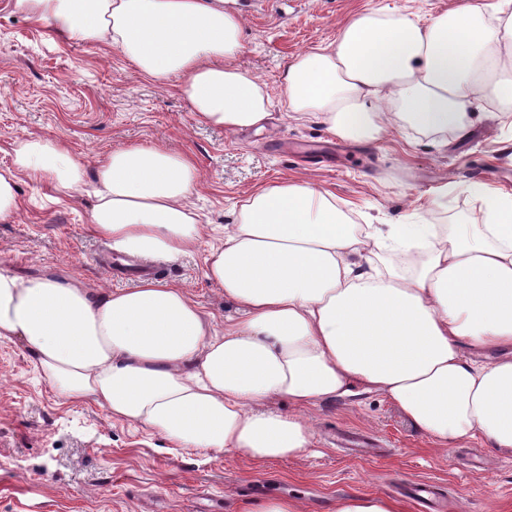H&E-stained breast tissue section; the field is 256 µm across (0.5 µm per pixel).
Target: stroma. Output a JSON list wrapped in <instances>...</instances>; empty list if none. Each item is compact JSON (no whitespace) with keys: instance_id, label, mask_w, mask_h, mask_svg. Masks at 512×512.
I'll use <instances>...</instances> for the list:
<instances>
[{"instance_id":"stroma-1","label":"stroma","mask_w":512,"mask_h":512,"mask_svg":"<svg viewBox=\"0 0 512 512\" xmlns=\"http://www.w3.org/2000/svg\"><path fill=\"white\" fill-rule=\"evenodd\" d=\"M236 65L257 75L273 101L264 129L230 132L200 122L180 90L159 85L121 56L64 43L12 0H0V169L14 143L58 138L89 163L109 150L163 144L187 153L199 181L189 202L200 241L176 262H158L160 280L185 287L223 328L234 307L205 275L209 243L235 224L239 203L258 188L302 179L329 190L356 224L385 234L392 224H473L487 190L512 193V103L490 111L465 137L422 134L399 121L381 138L350 147L351 162L320 167L263 152L275 135L308 146L335 143L326 123L289 117L282 73L297 54L335 40L344 20L371 9L421 20L458 0H243ZM20 210L0 223V265L24 276L71 271L95 288H117L105 241L89 231L92 196H68L28 178ZM308 452L257 460L185 448L158 432L114 418L93 405L64 402L18 345L0 341V512H236L244 501L286 497L302 512H334L356 493L396 498L409 479L430 480L453 497L457 512H512V451L473 440L455 453L384 396L357 404L326 401L307 414ZM339 429L372 437L383 453L347 456L328 443Z\"/></svg>"}]
</instances>
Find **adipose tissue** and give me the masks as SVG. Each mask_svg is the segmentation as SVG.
Returning <instances> with one entry per match:
<instances>
[{
	"instance_id": "obj_1",
	"label": "adipose tissue",
	"mask_w": 512,
	"mask_h": 512,
	"mask_svg": "<svg viewBox=\"0 0 512 512\" xmlns=\"http://www.w3.org/2000/svg\"><path fill=\"white\" fill-rule=\"evenodd\" d=\"M69 41L132 62L147 80L183 79L206 124L263 127L270 96L235 65L238 0H14ZM512 0H467L421 21L356 14L335 41L296 55L282 76L298 116L324 114L339 139H377L393 120L420 133L467 135L489 98L512 101ZM0 170V222L20 206L25 173L79 193L87 161L63 141L15 143ZM91 232L121 253L174 262L199 226L188 206L199 176L165 147H119L97 164ZM423 252L416 271L380 252ZM206 277L236 307L214 327L183 287L88 286L72 272L25 278L0 266V341L22 346L66 400L188 448L254 459L312 445L309 408L381 394L441 447L462 439L512 449V198L481 223L395 224L386 239L350 223L336 198L294 180L240 205ZM285 397L293 409H270Z\"/></svg>"
}]
</instances>
